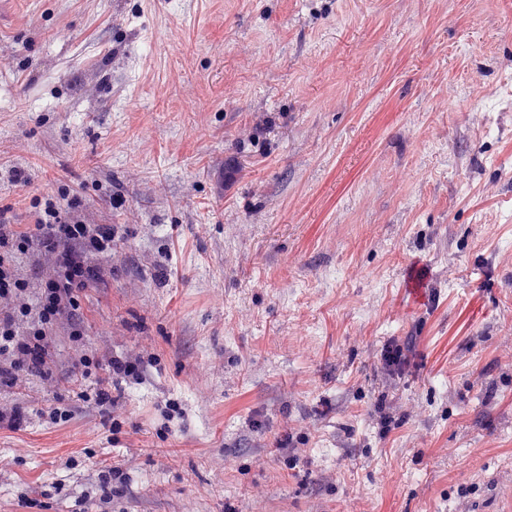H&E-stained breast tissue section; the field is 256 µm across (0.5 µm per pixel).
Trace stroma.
<instances>
[{
    "label": "stroma",
    "mask_w": 512,
    "mask_h": 512,
    "mask_svg": "<svg viewBox=\"0 0 512 512\" xmlns=\"http://www.w3.org/2000/svg\"><path fill=\"white\" fill-rule=\"evenodd\" d=\"M63 188L120 239L0 512H512V0H0V207Z\"/></svg>",
    "instance_id": "obj_1"
}]
</instances>
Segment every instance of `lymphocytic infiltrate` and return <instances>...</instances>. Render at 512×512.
<instances>
[{
    "label": "lymphocytic infiltrate",
    "instance_id": "obj_1",
    "mask_svg": "<svg viewBox=\"0 0 512 512\" xmlns=\"http://www.w3.org/2000/svg\"><path fill=\"white\" fill-rule=\"evenodd\" d=\"M0 208V300L12 301L10 313H0V380L9 369L38 368L48 357L54 327L81 307L83 293L96 277L94 258L112 253L118 235L109 224H84L72 220L54 198H46L35 211L33 224L18 229ZM57 252L58 267L36 298H28L27 281L13 272L16 254L34 244Z\"/></svg>",
    "mask_w": 512,
    "mask_h": 512
}]
</instances>
